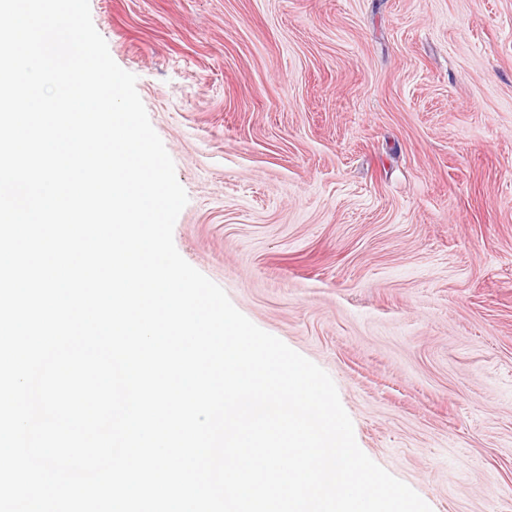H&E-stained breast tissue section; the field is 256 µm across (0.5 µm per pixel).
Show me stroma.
Wrapping results in <instances>:
<instances>
[{
    "label": "stroma",
    "mask_w": 512,
    "mask_h": 512,
    "mask_svg": "<svg viewBox=\"0 0 512 512\" xmlns=\"http://www.w3.org/2000/svg\"><path fill=\"white\" fill-rule=\"evenodd\" d=\"M173 232L432 512H512V0H90Z\"/></svg>",
    "instance_id": "obj_1"
}]
</instances>
